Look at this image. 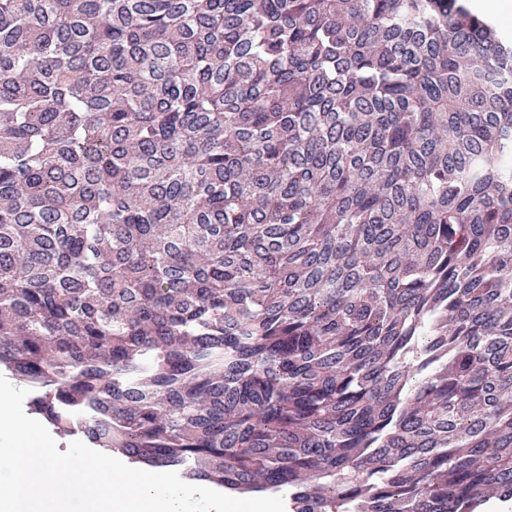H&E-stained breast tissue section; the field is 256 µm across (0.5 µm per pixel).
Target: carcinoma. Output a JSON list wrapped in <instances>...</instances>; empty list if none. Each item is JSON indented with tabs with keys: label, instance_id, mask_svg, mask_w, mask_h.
Here are the masks:
<instances>
[{
	"label": "carcinoma",
	"instance_id": "carcinoma-1",
	"mask_svg": "<svg viewBox=\"0 0 512 512\" xmlns=\"http://www.w3.org/2000/svg\"><path fill=\"white\" fill-rule=\"evenodd\" d=\"M0 368L289 512L511 502L512 40L464 0H0Z\"/></svg>",
	"mask_w": 512,
	"mask_h": 512
}]
</instances>
